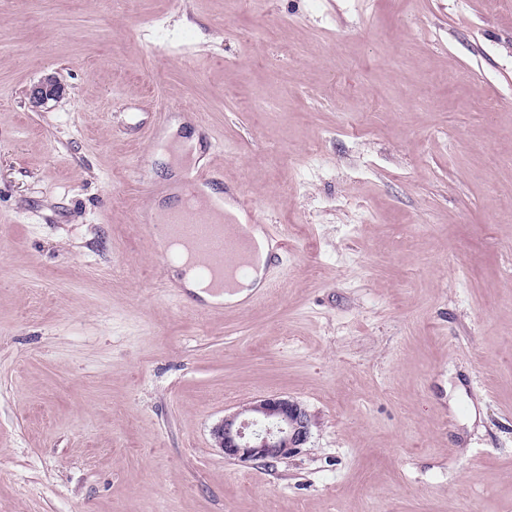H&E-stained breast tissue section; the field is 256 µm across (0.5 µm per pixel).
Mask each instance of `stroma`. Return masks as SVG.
I'll use <instances>...</instances> for the list:
<instances>
[{
  "instance_id": "obj_1",
  "label": "stroma",
  "mask_w": 512,
  "mask_h": 512,
  "mask_svg": "<svg viewBox=\"0 0 512 512\" xmlns=\"http://www.w3.org/2000/svg\"><path fill=\"white\" fill-rule=\"evenodd\" d=\"M177 119L257 302L157 283ZM272 394L306 447L225 458ZM0 512H512V0H0ZM61 94V83L57 80L56 76L48 75L32 87L29 99L33 105L40 106L49 100L58 99ZM203 207L205 208L206 215L219 217L224 212L228 216L235 217L238 221L243 222L242 215L230 204L224 205V200H221L222 193H217L208 187H204ZM250 233L259 246L261 259L256 267L250 269L248 276L239 279L240 287L237 290L221 294H212L205 291L207 283L201 281L195 275L196 269L186 270L188 263L195 264L194 257L191 256L184 246L171 244L169 245L170 251L179 255L172 270V278L175 284L179 288H186L189 292L213 305L221 303L234 305L246 299L256 289L263 288L266 273L264 259L268 246V260L273 263L275 259H281V255L288 250V242L282 236L276 234L270 238L267 246V241L261 228L252 227L250 228ZM311 419L295 400L259 397L212 427L216 448L240 463L273 462L297 455L308 443Z\"/></svg>"
}]
</instances>
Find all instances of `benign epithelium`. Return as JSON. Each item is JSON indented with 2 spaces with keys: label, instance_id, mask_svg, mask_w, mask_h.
Returning <instances> with one entry per match:
<instances>
[{
  "label": "benign epithelium",
  "instance_id": "7a95c632",
  "mask_svg": "<svg viewBox=\"0 0 512 512\" xmlns=\"http://www.w3.org/2000/svg\"><path fill=\"white\" fill-rule=\"evenodd\" d=\"M61 83L48 75L30 90L35 106L59 98ZM311 419L295 400L270 395L256 398L212 427L215 447L240 463L273 462L297 455L308 443Z\"/></svg>",
  "mask_w": 512,
  "mask_h": 512
}]
</instances>
